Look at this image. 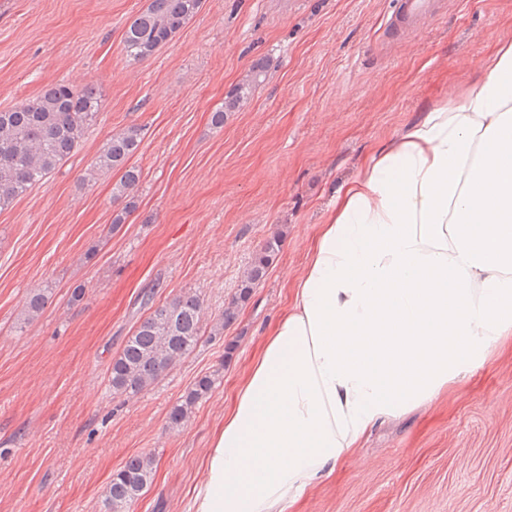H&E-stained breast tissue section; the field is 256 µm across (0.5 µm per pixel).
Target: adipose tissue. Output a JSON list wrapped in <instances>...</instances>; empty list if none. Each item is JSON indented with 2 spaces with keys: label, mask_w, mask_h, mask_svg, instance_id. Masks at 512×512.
Returning a JSON list of instances; mask_svg holds the SVG:
<instances>
[{
  "label": "adipose tissue",
  "mask_w": 512,
  "mask_h": 512,
  "mask_svg": "<svg viewBox=\"0 0 512 512\" xmlns=\"http://www.w3.org/2000/svg\"><path fill=\"white\" fill-rule=\"evenodd\" d=\"M483 70L339 188L188 512H291L512 337V39Z\"/></svg>",
  "instance_id": "1"
}]
</instances>
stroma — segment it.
Returning <instances> with one entry per match:
<instances>
[{
	"label": "stroma",
	"instance_id": "obj_1",
	"mask_svg": "<svg viewBox=\"0 0 512 512\" xmlns=\"http://www.w3.org/2000/svg\"><path fill=\"white\" fill-rule=\"evenodd\" d=\"M147 0H0V110L66 81L102 108L80 147L0 211V512H102L129 456L155 459L129 512H187L214 427L292 299L314 226L370 158L482 75L512 37V0H436L391 37L397 0H203L152 57L122 35ZM272 66L253 98L211 112L252 62ZM144 138L139 207L111 229L110 173L81 177L112 134ZM281 251L223 335L140 394L114 393L113 357L148 310L187 291L205 325L235 297L265 240ZM52 285L42 316L25 298ZM83 298L71 302L73 288ZM222 379L181 427L168 425L197 377ZM295 512H512V340L446 398L376 427ZM54 295V289L51 285H45L44 288H36L26 297L21 318L23 324L37 320L44 313L47 305L51 303Z\"/></svg>",
	"mask_w": 512,
	"mask_h": 512
}]
</instances>
